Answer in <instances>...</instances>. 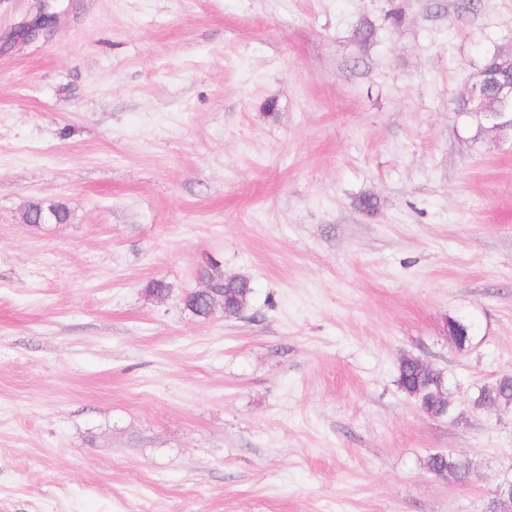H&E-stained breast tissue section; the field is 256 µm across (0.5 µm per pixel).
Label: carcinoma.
<instances>
[{
    "label": "carcinoma",
    "mask_w": 512,
    "mask_h": 512,
    "mask_svg": "<svg viewBox=\"0 0 512 512\" xmlns=\"http://www.w3.org/2000/svg\"><path fill=\"white\" fill-rule=\"evenodd\" d=\"M487 70L500 73L503 82L512 81V69L503 65L500 56H491L484 64ZM355 207L366 215H372L379 206V198L373 192H364L354 200ZM54 215L55 221L62 223L67 218L66 208L60 204L43 206L39 203L31 205L24 219L29 224H40L43 218ZM203 277L211 283L212 293L207 297H198L189 292L183 297L184 307L197 315L207 306L221 309L226 318L241 316L250 306L252 287L245 276H225L217 267L203 271ZM397 384L399 388L414 399L417 406L432 413L450 412L448 387L443 375L439 372L422 375L417 371L416 358L403 357L398 365ZM429 472L441 471L448 477L458 481L469 473V466L451 453H431L425 460Z\"/></svg>",
    "instance_id": "obj_1"
}]
</instances>
